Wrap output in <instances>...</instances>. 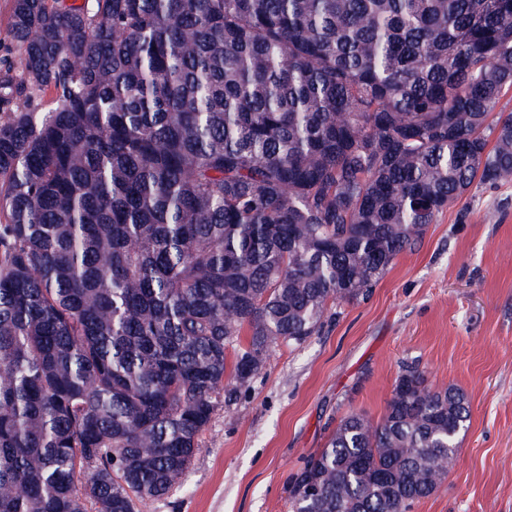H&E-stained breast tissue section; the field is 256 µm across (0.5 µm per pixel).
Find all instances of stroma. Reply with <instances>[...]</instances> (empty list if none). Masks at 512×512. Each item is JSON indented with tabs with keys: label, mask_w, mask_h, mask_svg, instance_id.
Here are the masks:
<instances>
[{
	"label": "stroma",
	"mask_w": 512,
	"mask_h": 512,
	"mask_svg": "<svg viewBox=\"0 0 512 512\" xmlns=\"http://www.w3.org/2000/svg\"><path fill=\"white\" fill-rule=\"evenodd\" d=\"M412 360L428 387L471 404L457 467L412 512H512V182L474 183L369 299L276 347L249 392L217 408L184 485L146 512H289V475L342 414L379 419Z\"/></svg>",
	"instance_id": "stroma-1"
}]
</instances>
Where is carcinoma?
Returning <instances> with one entry per match:
<instances>
[{
    "mask_svg": "<svg viewBox=\"0 0 512 512\" xmlns=\"http://www.w3.org/2000/svg\"><path fill=\"white\" fill-rule=\"evenodd\" d=\"M10 25L0 512H144L275 347L512 180V0H12ZM470 416L404 362L291 512H411Z\"/></svg>",
    "mask_w": 512,
    "mask_h": 512,
    "instance_id": "obj_1",
    "label": "carcinoma"
}]
</instances>
